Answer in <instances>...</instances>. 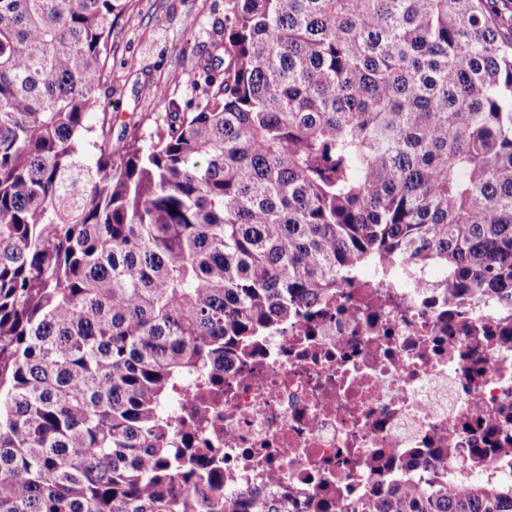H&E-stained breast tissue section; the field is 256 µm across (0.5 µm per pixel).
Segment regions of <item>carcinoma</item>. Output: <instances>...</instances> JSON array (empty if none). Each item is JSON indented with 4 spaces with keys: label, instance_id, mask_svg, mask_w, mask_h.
I'll return each instance as SVG.
<instances>
[{
    "label": "carcinoma",
    "instance_id": "1",
    "mask_svg": "<svg viewBox=\"0 0 512 512\" xmlns=\"http://www.w3.org/2000/svg\"><path fill=\"white\" fill-rule=\"evenodd\" d=\"M495 2L226 0L200 103L116 151L126 0H0V512H226L178 389L365 268L512 306ZM362 512H512V470Z\"/></svg>",
    "mask_w": 512,
    "mask_h": 512
}]
</instances>
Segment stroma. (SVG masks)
Masks as SVG:
<instances>
[{
    "label": "stroma",
    "instance_id": "stroma-1",
    "mask_svg": "<svg viewBox=\"0 0 512 512\" xmlns=\"http://www.w3.org/2000/svg\"><path fill=\"white\" fill-rule=\"evenodd\" d=\"M223 39L224 0H130L98 91L113 148L132 130L149 135L173 107L195 105L198 65Z\"/></svg>",
    "mask_w": 512,
    "mask_h": 512
}]
</instances>
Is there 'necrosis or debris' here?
<instances>
[{
  "mask_svg": "<svg viewBox=\"0 0 512 512\" xmlns=\"http://www.w3.org/2000/svg\"><path fill=\"white\" fill-rule=\"evenodd\" d=\"M215 373L178 436L222 458L236 512L286 497L359 512L399 483L466 485L512 464V312L492 300L364 278Z\"/></svg>",
  "mask_w": 512,
  "mask_h": 512,
  "instance_id": "necrosis-or-debris-1",
  "label": "necrosis or debris"
}]
</instances>
